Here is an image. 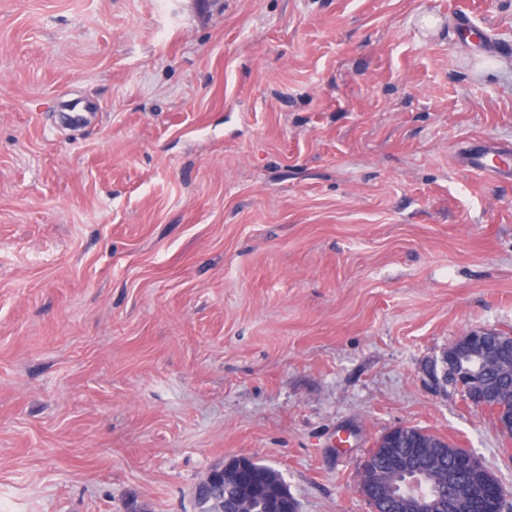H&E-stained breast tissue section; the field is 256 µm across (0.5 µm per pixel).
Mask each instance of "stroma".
<instances>
[{
	"label": "stroma",
	"mask_w": 512,
	"mask_h": 512,
	"mask_svg": "<svg viewBox=\"0 0 512 512\" xmlns=\"http://www.w3.org/2000/svg\"><path fill=\"white\" fill-rule=\"evenodd\" d=\"M477 138L512 142V0H0V512H195L239 456L371 512L404 425L512 488V439L428 380L512 333ZM459 32L467 39H475L488 51H495L497 48V39L494 32L478 24L465 8H458V14L455 17ZM403 437L398 448H391L386 451L384 444L377 448L378 440L374 448L369 452L365 460L366 474L374 476L371 483H366L365 487L359 488L362 495L367 499L370 505L384 510L388 506V499L385 490L387 470L393 457L403 455L412 459L413 463L421 470L429 467V462L422 455V448L418 447L414 440L434 438L433 435H425L419 432L420 428L413 426H402ZM382 502V505L379 501Z\"/></svg>",
	"instance_id": "stroma-1"
}]
</instances>
